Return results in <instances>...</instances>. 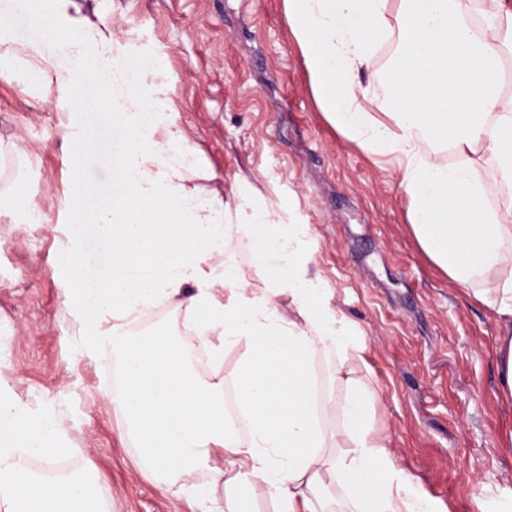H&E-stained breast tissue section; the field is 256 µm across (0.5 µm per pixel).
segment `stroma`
<instances>
[{
    "label": "stroma",
    "instance_id": "1",
    "mask_svg": "<svg viewBox=\"0 0 512 512\" xmlns=\"http://www.w3.org/2000/svg\"><path fill=\"white\" fill-rule=\"evenodd\" d=\"M111 25L114 58L150 62L185 134L194 184L307 231V275L358 326L371 415L438 512L512 502V406L499 397L492 311L448 278L410 225L400 173L321 111L283 0H73ZM31 0H0L19 42L39 39ZM93 150L83 177L101 191L124 150L111 113L80 116ZM53 100L0 78V400L53 415L69 474H99L100 512H221L205 472L162 483L138 466L106 383L102 352L82 349L83 314L66 304L71 160ZM23 181L22 212L11 189Z\"/></svg>",
    "mask_w": 512,
    "mask_h": 512
}]
</instances>
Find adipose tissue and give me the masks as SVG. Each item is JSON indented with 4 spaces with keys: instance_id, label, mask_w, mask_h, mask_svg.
<instances>
[{
    "instance_id": "ef3b65f1",
    "label": "adipose tissue",
    "mask_w": 512,
    "mask_h": 512,
    "mask_svg": "<svg viewBox=\"0 0 512 512\" xmlns=\"http://www.w3.org/2000/svg\"><path fill=\"white\" fill-rule=\"evenodd\" d=\"M72 0H36L41 41L21 44L0 25V69L14 70L20 92L55 90V106L80 122L83 99L118 115L125 152L116 161L118 192L85 211L93 187L77 189L70 206L72 244L105 237L111 260L101 267L65 263L78 289L90 347L114 321L121 344L120 383L112 394L136 442L142 466L162 480L209 471L199 486L213 498L224 485L223 512H244L239 489L263 485L274 512H436L376 428L374 393L361 374L362 344L355 327L330 305L328 289L308 278L301 234L262 208L231 220V204L202 198L189 183L185 140L170 120L161 90L140 92L139 67L112 59V29L71 13ZM309 83L327 120L367 152L398 161L414 235L450 279L489 307L498 324L500 391L512 404V94L503 85L512 62V0H284ZM480 14L481 32L466 16ZM80 40L64 43L66 30ZM393 40L386 69L373 71L374 47ZM67 45L74 69L60 68ZM391 94L387 122L366 110L362 74ZM456 155L455 163L439 158ZM494 161L500 187L485 203L481 160ZM249 240L256 273L271 285L258 292L226 261L233 242ZM186 310L201 344L222 357L229 345L246 352L235 372L238 410L248 421L240 438L224 407L223 382L202 383L187 368L188 346L164 331L126 343L120 331L147 319L157 298ZM219 346H212V337ZM335 358L330 388L343 402L316 406L313 362ZM53 416L29 414L0 402V512H92L99 475L88 468L53 479L20 468L9 454L22 448L51 459L61 455ZM223 451V466L212 463ZM339 495H332V488Z\"/></svg>"
}]
</instances>
